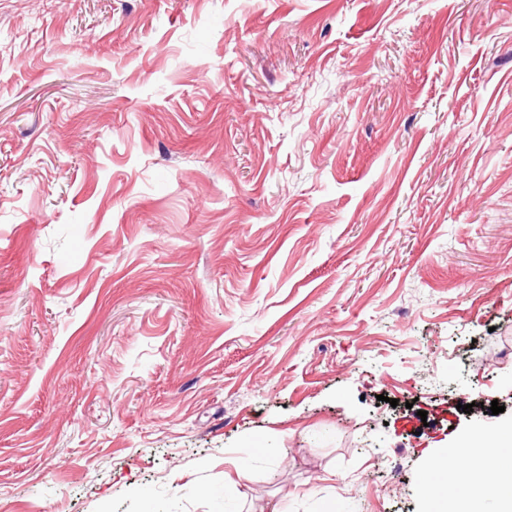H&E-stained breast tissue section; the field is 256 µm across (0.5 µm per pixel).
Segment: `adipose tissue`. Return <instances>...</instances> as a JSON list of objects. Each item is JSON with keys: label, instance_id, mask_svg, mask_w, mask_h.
Here are the masks:
<instances>
[{"label": "adipose tissue", "instance_id": "adipose-tissue-1", "mask_svg": "<svg viewBox=\"0 0 512 512\" xmlns=\"http://www.w3.org/2000/svg\"><path fill=\"white\" fill-rule=\"evenodd\" d=\"M512 443V431H487L472 437L473 456L465 464L448 465L435 456L418 485L427 512H484L493 500L496 512H512V482H503L504 448Z\"/></svg>", "mask_w": 512, "mask_h": 512}]
</instances>
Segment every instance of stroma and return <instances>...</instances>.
Instances as JSON below:
<instances>
[{
  "mask_svg": "<svg viewBox=\"0 0 512 512\" xmlns=\"http://www.w3.org/2000/svg\"><path fill=\"white\" fill-rule=\"evenodd\" d=\"M509 376L512 0H0V512H426Z\"/></svg>",
  "mask_w": 512,
  "mask_h": 512,
  "instance_id": "1",
  "label": "stroma"
}]
</instances>
